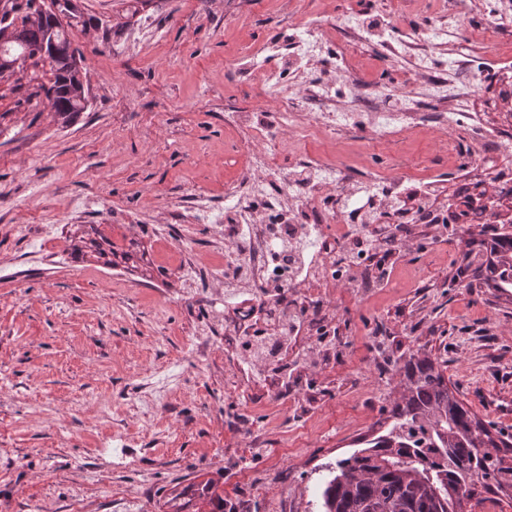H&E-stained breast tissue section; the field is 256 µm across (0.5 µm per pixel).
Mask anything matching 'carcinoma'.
Segmentation results:
<instances>
[{"mask_svg":"<svg viewBox=\"0 0 512 512\" xmlns=\"http://www.w3.org/2000/svg\"><path fill=\"white\" fill-rule=\"evenodd\" d=\"M36 0H0V59L27 55L33 69H48L51 78L37 86L61 123H70L85 104L77 98L82 56L65 39L47 40L50 21L32 22ZM22 25L26 42L9 39V28ZM473 267L469 288H512V232L498 228L489 257L474 239L458 241ZM400 396L391 410L389 431L368 447L336 461L322 490L324 512H462L474 486L512 488V466L505 452L512 447L494 436L492 425L479 419L448 388L437 359L423 348L409 354L399 368ZM199 498L224 512V496L206 481Z\"/></svg>","mask_w":512,"mask_h":512,"instance_id":"cac0c4a2","label":"carcinoma"}]
</instances>
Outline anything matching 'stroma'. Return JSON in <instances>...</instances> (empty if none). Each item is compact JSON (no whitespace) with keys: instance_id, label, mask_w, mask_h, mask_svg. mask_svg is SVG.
<instances>
[{"instance_id":"35a3bbf8","label":"stroma","mask_w":512,"mask_h":512,"mask_svg":"<svg viewBox=\"0 0 512 512\" xmlns=\"http://www.w3.org/2000/svg\"><path fill=\"white\" fill-rule=\"evenodd\" d=\"M71 21L89 90L84 112L61 124L43 99L19 101L0 79V512H171L197 501L200 483L224 490L225 512H322L327 467L384 431L409 351H431L460 399L512 436V298L458 280L457 239L477 237L464 218L451 239L413 224L424 242L392 269L388 287L355 305L332 292L342 317L336 360L309 365L295 347L288 379L267 375L266 394L229 391L224 351L232 309L223 288H195L189 268L223 253V227L186 224L179 241L162 222L182 196H223L245 162L228 109L266 104L263 88L226 73L227 60L269 33L288 36L301 13L334 6L399 38L436 22L444 0H76ZM464 12V35L512 62V37L486 27V9ZM336 85L348 109L353 84H390L396 109L406 59L376 45L353 57ZM498 84L482 83L471 111L499 130L512 113ZM341 153L352 166L398 172L401 208L463 210L488 170L458 142L430 134L392 146L356 129ZM380 328V340L370 331ZM286 396H278L280 384Z\"/></svg>"}]
</instances>
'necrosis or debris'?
Segmentation results:
<instances>
[{
  "instance_id": "4bbe7bcc",
  "label": "necrosis or debris",
  "mask_w": 512,
  "mask_h": 512,
  "mask_svg": "<svg viewBox=\"0 0 512 512\" xmlns=\"http://www.w3.org/2000/svg\"><path fill=\"white\" fill-rule=\"evenodd\" d=\"M481 0H452L440 16V27L404 32L382 41L385 59L413 57L415 88L397 109L381 104L390 91L383 86L355 89L353 111L335 106L331 80L349 75L355 48L372 43L368 28L319 11L306 14L293 40L266 39L248 49L235 65L245 83L260 81L276 101L274 111L224 113L225 126L237 129L249 160L224 188V262L213 278L225 287L246 289L248 300L236 306L231 328L224 331L226 351L265 370L272 356L287 360L288 346L301 336L313 337L314 358H336L340 340L335 317L326 313L330 288L354 289L365 281L386 286L387 266L402 261L410 239L389 233L388 225L421 221L418 212L393 206L399 178L369 171L356 176L335 156H309L303 149L320 136L336 144L350 134L355 110L370 105L364 126L372 139L394 142L411 129L452 131L474 149L498 139L496 129L464 123L466 103L484 78L493 55L476 40L449 47V69L426 65L435 39L458 34L462 13ZM318 74L304 81L301 95H287L289 73ZM376 202L364 212L355 205L358 191Z\"/></svg>"
}]
</instances>
